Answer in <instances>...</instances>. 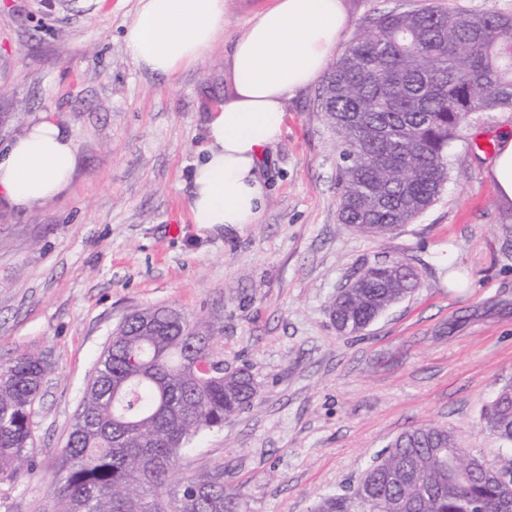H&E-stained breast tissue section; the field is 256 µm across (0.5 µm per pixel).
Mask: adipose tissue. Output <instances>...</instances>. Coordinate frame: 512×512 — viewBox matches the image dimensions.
<instances>
[{
  "label": "adipose tissue",
  "mask_w": 512,
  "mask_h": 512,
  "mask_svg": "<svg viewBox=\"0 0 512 512\" xmlns=\"http://www.w3.org/2000/svg\"><path fill=\"white\" fill-rule=\"evenodd\" d=\"M345 26L340 0H275L233 46L236 95L209 114L192 173V223L253 224L265 206L261 151L280 139L285 105L326 69ZM224 32V0H138L130 58L174 79ZM78 165L73 133L46 115L0 151V197L34 211L62 197Z\"/></svg>",
  "instance_id": "1"
}]
</instances>
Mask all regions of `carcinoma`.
Listing matches in <instances>:
<instances>
[{
	"mask_svg": "<svg viewBox=\"0 0 512 512\" xmlns=\"http://www.w3.org/2000/svg\"><path fill=\"white\" fill-rule=\"evenodd\" d=\"M322 104L341 136V221L377 236L410 224L448 182V146L462 122L512 108V15L431 5L382 11L327 72ZM400 262L366 267L336 295L330 316L344 333L364 330L384 304L420 287ZM219 333L169 307L126 318L97 361L59 454L67 491L55 493L54 512H239L241 496L221 474L171 485L180 450L257 394L248 368L228 370L215 354ZM49 372L26 352L0 364V482L33 466L31 418ZM480 424L512 445L511 384ZM441 448L464 454L444 427L403 432L315 512H512V476L486 462L462 482L440 464Z\"/></svg>",
	"mask_w": 512,
	"mask_h": 512,
	"instance_id": "carcinoma-1",
	"label": "carcinoma"
}]
</instances>
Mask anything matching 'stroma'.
Instances as JSON below:
<instances>
[{"label": "stroma", "instance_id": "1", "mask_svg": "<svg viewBox=\"0 0 512 512\" xmlns=\"http://www.w3.org/2000/svg\"><path fill=\"white\" fill-rule=\"evenodd\" d=\"M272 3L224 0L223 35L171 81L126 51L137 0H0V148L49 113L80 155L67 195L33 212L0 208V363L32 352L52 368L32 417L37 468L0 483V512H53L59 452L96 362L125 317L148 307L216 323L217 356L254 376L251 408L200 433L179 461L191 478L223 471L241 512H312L421 425L512 468V445L480 426L512 384V204L475 147L512 131V109L471 114L437 201L373 237L339 220L340 136L313 82L288 100L283 135L265 151L259 222L192 223L203 103L234 98L232 45ZM420 4L341 0L337 49L377 12ZM396 257L420 288L361 333H339L338 290Z\"/></svg>", "mask_w": 512, "mask_h": 512}]
</instances>
